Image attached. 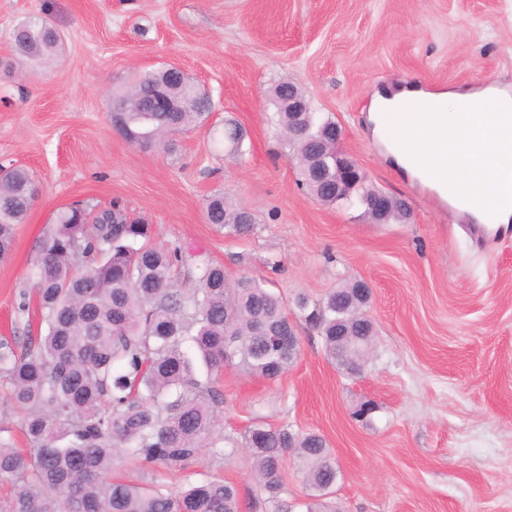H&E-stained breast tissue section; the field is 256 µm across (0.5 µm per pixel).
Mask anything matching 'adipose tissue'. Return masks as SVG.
<instances>
[{
  "label": "adipose tissue",
  "mask_w": 512,
  "mask_h": 512,
  "mask_svg": "<svg viewBox=\"0 0 512 512\" xmlns=\"http://www.w3.org/2000/svg\"><path fill=\"white\" fill-rule=\"evenodd\" d=\"M433 99L397 129L399 143L390 154L414 175L427 170L436 179L449 176L460 200L478 198L484 206L498 207L497 223L512 222V206L500 205L508 189L501 174L512 172V129L497 122L498 113H512V91L448 90L434 93Z\"/></svg>",
  "instance_id": "obj_1"
}]
</instances>
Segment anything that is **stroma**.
<instances>
[{
  "instance_id": "obj_1",
  "label": "stroma",
  "mask_w": 512,
  "mask_h": 512,
  "mask_svg": "<svg viewBox=\"0 0 512 512\" xmlns=\"http://www.w3.org/2000/svg\"><path fill=\"white\" fill-rule=\"evenodd\" d=\"M29 17L64 38L61 56L35 69L9 37ZM169 64L215 109L173 152L145 150L114 129L112 95ZM283 80L343 127L341 149L367 184L406 201L410 220L376 224L298 186L269 103ZM411 83L512 88V0H0V164L29 169L39 187L0 262V338L38 333L39 241L75 203L119 204L151 224L153 245L189 247L191 267L262 275L290 299L366 281L375 340L364 373L339 372L299 325L300 357L278 379L224 368L216 433L238 437L261 420L322 434L340 469L338 512H512V223L484 235L373 135L375 95ZM230 118L246 132L238 155L210 133ZM217 191L254 213L255 234L207 223L203 204ZM365 402L368 420L352 419ZM121 475L174 489L217 476L243 507L266 510L242 449Z\"/></svg>"
}]
</instances>
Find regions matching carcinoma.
<instances>
[{
	"mask_svg": "<svg viewBox=\"0 0 512 512\" xmlns=\"http://www.w3.org/2000/svg\"><path fill=\"white\" fill-rule=\"evenodd\" d=\"M11 43L32 62L62 48L58 32L37 20L14 26ZM158 74L144 73L114 96L131 111L115 113L113 122L129 142L167 149L174 135L209 120L211 102L187 79L186 111H135L150 97ZM286 97L288 83L282 82L270 101L288 154L307 193L333 204V175L314 180L309 172L317 165L314 150L334 121L310 111L302 135L291 139ZM35 185L28 169L0 165V261L11 254L16 226L36 199ZM375 192L365 183L352 185L343 200L363 207ZM240 211L222 193L205 203L208 223L228 236L251 235L257 228L224 223ZM409 219V207L400 200L382 222ZM151 239V225L128 219L117 204L95 216L84 206L65 207L41 239L34 288L45 331L22 348L0 341V378L10 386L29 445L21 451L11 430L0 427V484L11 487L0 499V512H239L238 490L222 479L173 490L155 477L137 484L113 473L131 462L180 467L204 448L229 458L240 446L273 512H293L283 497L290 456L304 474L305 512H336L329 498L339 469L322 435L256 422L240 442L213 436L222 403L216 376L225 366L272 380L294 364L298 351L274 345L293 327L288 303L266 288L263 277L247 274L231 282L220 265L187 272L194 286L178 288L177 269L188 248H160ZM368 303L346 284L317 301L300 295L293 306L322 337L331 361L337 337L346 336L360 365L374 335L364 314ZM196 357L207 369L203 380Z\"/></svg>",
	"mask_w": 512,
	"mask_h": 512,
	"instance_id": "carcinoma-1",
	"label": "carcinoma"
}]
</instances>
